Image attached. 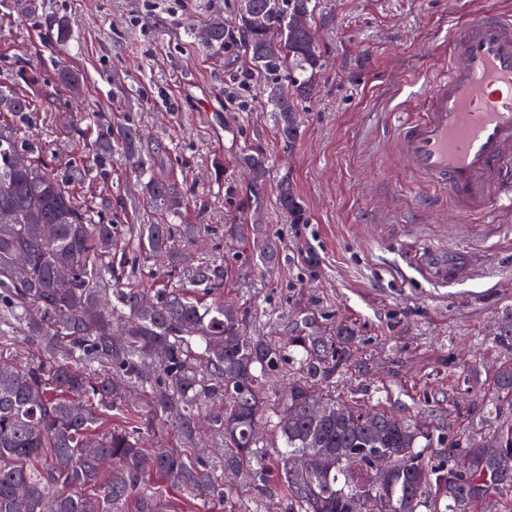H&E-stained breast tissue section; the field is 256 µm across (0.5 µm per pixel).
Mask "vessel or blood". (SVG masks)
Masks as SVG:
<instances>
[{"label":"vessel or blood","mask_w":512,"mask_h":512,"mask_svg":"<svg viewBox=\"0 0 512 512\" xmlns=\"http://www.w3.org/2000/svg\"><path fill=\"white\" fill-rule=\"evenodd\" d=\"M424 117L398 131L403 165L422 188L446 189L464 216L512 211V13L469 17Z\"/></svg>","instance_id":"vessel-or-blood-1"}]
</instances>
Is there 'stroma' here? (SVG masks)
<instances>
[{
  "mask_svg": "<svg viewBox=\"0 0 512 512\" xmlns=\"http://www.w3.org/2000/svg\"><path fill=\"white\" fill-rule=\"evenodd\" d=\"M315 2L323 67L315 94L298 104L302 133L292 144L267 100L269 85L287 86V72L254 68L241 36L212 50L193 35L217 20L232 27L238 0H43L71 30L68 46L52 50L37 17L0 7V88L30 100L26 134L55 167L76 161L69 129L88 128L87 113L140 127L154 176L174 179L189 200L181 223L202 229L188 263L224 260V298L250 312L251 333L290 335L306 314L353 328L351 361L336 375L341 396L443 417L461 437L476 426L506 432L512 403L495 400L493 382L512 351L490 339L512 312V220L464 219L444 191L421 190L396 133L425 113L453 23L512 10V0ZM63 68L82 75L79 89L58 82ZM254 152L268 167L260 179L241 164ZM284 179L306 223L280 208ZM73 192L96 206L110 200L117 223L155 220L124 154H113L108 183ZM228 224L269 229L278 265L265 268L226 239ZM427 256L473 271L442 284L425 270Z\"/></svg>",
  "mask_w": 512,
  "mask_h": 512,
  "instance_id": "stroma-1",
  "label": "stroma"
}]
</instances>
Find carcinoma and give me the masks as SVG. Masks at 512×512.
<instances>
[{
    "label": "carcinoma",
    "mask_w": 512,
    "mask_h": 512,
    "mask_svg": "<svg viewBox=\"0 0 512 512\" xmlns=\"http://www.w3.org/2000/svg\"><path fill=\"white\" fill-rule=\"evenodd\" d=\"M312 0H239L237 28L251 62L266 72L288 67L291 94L272 86L278 131L299 134L295 101L309 98L322 69L309 25ZM56 44L70 41L66 21L44 17ZM221 50L220 24L195 30ZM30 104L0 90V512H164L175 487L207 507L237 512L224 472L241 475L261 512L278 491L288 512H463L484 490L512 439L475 444L448 427L425 426L384 409L371 411L336 395L354 332H333L309 316L283 340L247 333V314L224 302L223 260L180 268L177 284L149 298L124 281L153 275L167 255L178 265V239L197 227L178 224L185 202L174 181L149 177L153 224H114L80 203L70 187L107 179V155L119 148L141 172V143L131 125L112 127L97 112V138L78 146L76 165L46 163L26 138ZM279 204L297 224L304 210L280 184ZM265 265L279 261L276 241L258 224H228ZM25 258L23 270L16 259ZM67 268L68 276L59 274ZM494 343L512 350V315ZM496 398H512V366L495 379ZM320 394L323 412L307 394ZM263 434L253 433V424ZM468 459L460 470L456 455ZM394 468L381 475L379 457ZM107 460L106 467L101 461Z\"/></svg>",
    "instance_id": "1"
}]
</instances>
